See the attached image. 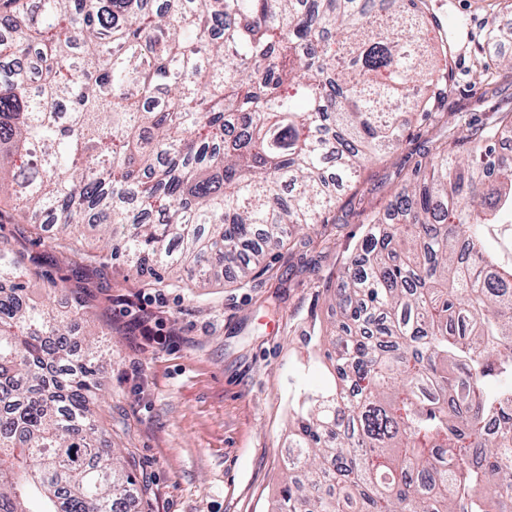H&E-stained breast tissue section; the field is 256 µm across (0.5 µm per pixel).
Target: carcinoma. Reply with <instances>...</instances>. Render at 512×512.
Segmentation results:
<instances>
[{
  "label": "carcinoma",
  "mask_w": 512,
  "mask_h": 512,
  "mask_svg": "<svg viewBox=\"0 0 512 512\" xmlns=\"http://www.w3.org/2000/svg\"><path fill=\"white\" fill-rule=\"evenodd\" d=\"M0 0V197L41 234L102 233L147 280L245 281L327 223L404 142L402 104L448 98L428 0ZM487 15L481 82L512 74ZM35 55L32 83L20 60ZM512 112L418 161L334 288L339 385L289 418L277 512H512ZM0 249V512H129L135 480L93 411L103 353L22 302Z\"/></svg>",
  "instance_id": "cac0c4a2"
}]
</instances>
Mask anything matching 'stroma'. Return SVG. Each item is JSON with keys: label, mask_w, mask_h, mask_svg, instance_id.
Instances as JSON below:
<instances>
[{"label": "stroma", "mask_w": 512, "mask_h": 512, "mask_svg": "<svg viewBox=\"0 0 512 512\" xmlns=\"http://www.w3.org/2000/svg\"><path fill=\"white\" fill-rule=\"evenodd\" d=\"M430 9L463 49L448 65L452 95L430 118L409 123L402 147L359 172L329 223L272 249L269 270L247 285L226 277L204 288H150L90 235L73 239L94 256L81 269L73 249L38 238L13 205L0 208V248L33 271L31 297L59 312L84 300L73 332L97 334L112 356L97 373V418L136 478L132 512H271L285 478L290 408L335 385L318 350L336 319L329 290L371 217L429 149L512 110V75L482 94L467 46L468 32L485 24V0H430ZM49 276L61 292L48 291ZM144 318L157 341L142 339Z\"/></svg>", "instance_id": "1"}]
</instances>
